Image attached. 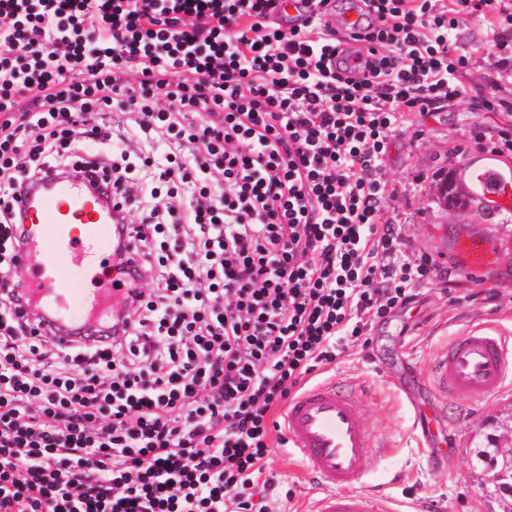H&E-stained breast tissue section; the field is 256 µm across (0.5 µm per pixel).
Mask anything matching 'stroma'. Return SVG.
I'll return each instance as SVG.
<instances>
[{"mask_svg":"<svg viewBox=\"0 0 512 512\" xmlns=\"http://www.w3.org/2000/svg\"><path fill=\"white\" fill-rule=\"evenodd\" d=\"M490 34L476 22L457 35L469 60L463 102L412 115L411 127L391 137L383 171L394 192L383 211L394 225L405 254L434 258L448 246L449 232L461 227L491 231L512 217L488 218L474 208H448L438 187L448 174L463 173L481 156L475 132L496 136L512 129V117L492 114L485 99L512 102V77L497 78L481 43ZM512 248L503 251L502 270L472 281L455 267L433 271L415 288L407 312L370 324V345L349 344L335 363L323 365L316 379L358 390L369 437L366 470L359 491L386 497L394 512H512V493L498 487L474 454L487 437H512V389L474 400L449 402L446 419L436 418L423 386L432 357L475 324L492 320L512 332ZM269 477L279 492L272 512H312L320 490L305 464L290 449L272 450Z\"/></svg>","mask_w":512,"mask_h":512,"instance_id":"obj_1","label":"stroma"}]
</instances>
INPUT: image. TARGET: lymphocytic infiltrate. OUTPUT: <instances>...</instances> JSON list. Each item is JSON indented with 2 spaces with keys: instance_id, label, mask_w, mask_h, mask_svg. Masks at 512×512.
<instances>
[{
  "instance_id": "lymphocytic-infiltrate-1",
  "label": "lymphocytic infiltrate",
  "mask_w": 512,
  "mask_h": 512,
  "mask_svg": "<svg viewBox=\"0 0 512 512\" xmlns=\"http://www.w3.org/2000/svg\"><path fill=\"white\" fill-rule=\"evenodd\" d=\"M0 0V512H268L275 413L433 269L382 210L410 117L466 96L512 0ZM108 112L105 124L88 113ZM100 179L123 289L60 348L19 311L18 192Z\"/></svg>"
}]
</instances>
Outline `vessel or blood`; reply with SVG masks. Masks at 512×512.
<instances>
[{"mask_svg": "<svg viewBox=\"0 0 512 512\" xmlns=\"http://www.w3.org/2000/svg\"><path fill=\"white\" fill-rule=\"evenodd\" d=\"M466 180L475 206L491 215L512 214V165L496 157L471 164ZM19 207L34 229L20 253L28 273L30 304L55 315L51 328L61 344L70 340L71 316L58 290L76 277L84 318L98 317L112 305L116 289L106 287L108 213L96 185L82 178H57L43 191L22 196ZM512 226L497 238L462 229L456 232L450 257L477 275L500 264ZM440 403L494 395L512 385V342L487 322L454 338L438 354L426 377ZM363 409L351 388L314 382L291 398L284 416L288 446L311 469L324 492L316 512H389L385 503L357 491L365 473L367 434Z\"/></svg>", "mask_w": 512, "mask_h": 512, "instance_id": "vessel-or-blood-1", "label": "vessel or blood"}]
</instances>
